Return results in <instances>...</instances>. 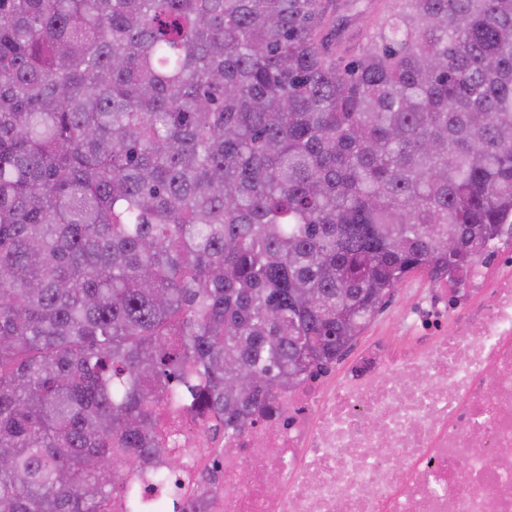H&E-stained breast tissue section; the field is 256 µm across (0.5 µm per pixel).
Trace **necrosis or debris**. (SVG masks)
Returning <instances> with one entry per match:
<instances>
[{
    "instance_id": "4bbe7bcc",
    "label": "necrosis or debris",
    "mask_w": 512,
    "mask_h": 512,
    "mask_svg": "<svg viewBox=\"0 0 512 512\" xmlns=\"http://www.w3.org/2000/svg\"><path fill=\"white\" fill-rule=\"evenodd\" d=\"M400 329L344 375L313 369L270 424L231 440L232 455L205 421L161 415L179 459L162 512H193L202 497L208 512H512V462L497 455L512 447V229L435 280Z\"/></svg>"
}]
</instances>
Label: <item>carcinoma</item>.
Here are the masks:
<instances>
[{
	"mask_svg": "<svg viewBox=\"0 0 512 512\" xmlns=\"http://www.w3.org/2000/svg\"><path fill=\"white\" fill-rule=\"evenodd\" d=\"M368 5L0 0V512H145L161 410L234 439L512 223V0Z\"/></svg>",
	"mask_w": 512,
	"mask_h": 512,
	"instance_id": "cac0c4a2",
	"label": "carcinoma"
}]
</instances>
